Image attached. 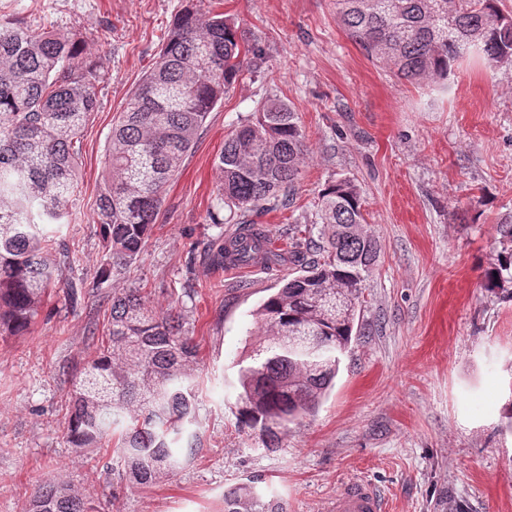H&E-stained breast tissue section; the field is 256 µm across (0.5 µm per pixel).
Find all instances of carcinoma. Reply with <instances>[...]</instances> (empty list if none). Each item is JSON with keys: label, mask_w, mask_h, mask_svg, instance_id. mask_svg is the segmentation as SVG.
<instances>
[{"label": "carcinoma", "mask_w": 512, "mask_h": 512, "mask_svg": "<svg viewBox=\"0 0 512 512\" xmlns=\"http://www.w3.org/2000/svg\"><path fill=\"white\" fill-rule=\"evenodd\" d=\"M347 37L397 78L445 81L473 52L490 64H512V15L497 0H337ZM82 48L55 31L37 32L0 18V333L15 336L39 313L49 288L66 281L71 300L82 283L66 277L46 226L61 224L77 196L75 143L100 106L99 81ZM263 48L238 36L222 14L203 16L187 5L176 17L152 69L112 124L108 168L98 200L106 262L98 288L132 264L156 224L163 193L194 148L209 112ZM307 155L288 103L269 99L253 120L224 140L218 155L220 190L240 214L277 201ZM322 247L303 230L289 237L288 257L249 221L218 245L224 262L265 265L284 260L298 275L256 312L258 347L240 371L238 420L267 450L280 447L288 424L312 412L336 376L353 339L365 274L379 241L362 231V199L347 178L319 193ZM507 246L485 272L488 288L512 282V221L499 225ZM98 355L73 385L65 439L73 448H102L119 432L116 469L134 487L173 473L193 451L196 346L175 314L158 317L137 289L112 297ZM186 441L187 447L180 446ZM27 512H95L85 496L50 482L31 496ZM224 512H286L252 484L224 493Z\"/></svg>", "instance_id": "cac0c4a2"}]
</instances>
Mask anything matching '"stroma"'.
Wrapping results in <instances>:
<instances>
[{"label":"stroma","mask_w":512,"mask_h":512,"mask_svg":"<svg viewBox=\"0 0 512 512\" xmlns=\"http://www.w3.org/2000/svg\"><path fill=\"white\" fill-rule=\"evenodd\" d=\"M190 3L230 17L265 55L209 113L140 258L101 306L71 307L59 286L27 333L0 338V512H26L58 480L101 512H223L225 492L252 480L287 512H328L355 478L376 484L389 512H512V435L501 430L512 282L484 286L512 217L511 66L470 57L441 85L397 80L346 37L336 0H0L1 16L76 38L101 78L76 143L79 193L51 235L93 281L112 123ZM271 97L296 111L308 154L292 204L250 221L279 249L299 225L319 240L318 194L349 178L381 252L331 390L268 452L237 419L238 377L257 345L255 311L292 267L230 275L208 248L236 228L218 193L224 139ZM129 288L157 315L180 312L197 346L196 449L147 488L103 469L111 449L70 447L63 432L68 395L101 346L103 305Z\"/></svg>","instance_id":"1"}]
</instances>
